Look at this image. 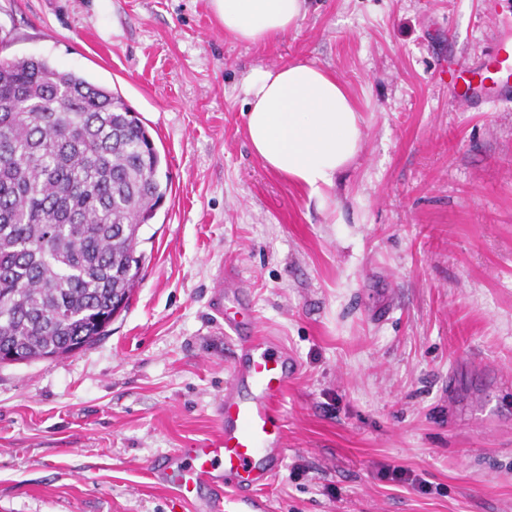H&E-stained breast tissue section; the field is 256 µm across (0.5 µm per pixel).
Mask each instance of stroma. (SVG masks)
Returning <instances> with one entry per match:
<instances>
[{
    "mask_svg": "<svg viewBox=\"0 0 512 512\" xmlns=\"http://www.w3.org/2000/svg\"><path fill=\"white\" fill-rule=\"evenodd\" d=\"M506 20L512 0H308L252 45L207 0H0V59L118 91L171 182L108 334L0 363V512H201L152 471L219 431L241 354L209 309L225 266L295 363L262 512H512V104L448 90ZM295 61L362 116L325 209L246 134L244 75Z\"/></svg>",
    "mask_w": 512,
    "mask_h": 512,
    "instance_id": "stroma-1",
    "label": "stroma"
}]
</instances>
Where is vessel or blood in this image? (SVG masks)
Returning <instances> with one entry per match:
<instances>
[{
	"mask_svg": "<svg viewBox=\"0 0 512 512\" xmlns=\"http://www.w3.org/2000/svg\"><path fill=\"white\" fill-rule=\"evenodd\" d=\"M479 70L485 83L472 86L470 99L489 106L512 101V24L502 25L495 35L491 56ZM216 322L246 351L244 360L232 368L220 403L221 435L196 448H178L170 453L165 477L183 499L191 500L201 486L213 492L208 512H224V487H233L240 501L256 507L254 491L270 484L284 457L285 422L280 401L291 371L288 351L274 337L243 333L252 313L236 295L216 289L210 301Z\"/></svg>",
	"mask_w": 512,
	"mask_h": 512,
	"instance_id": "1",
	"label": "vessel or blood"
}]
</instances>
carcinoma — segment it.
Listing matches in <instances>:
<instances>
[{"mask_svg": "<svg viewBox=\"0 0 512 512\" xmlns=\"http://www.w3.org/2000/svg\"><path fill=\"white\" fill-rule=\"evenodd\" d=\"M160 164L119 93L45 59L0 61L1 354L41 360L104 335L138 283Z\"/></svg>", "mask_w": 512, "mask_h": 512, "instance_id": "carcinoma-1", "label": "carcinoma"}]
</instances>
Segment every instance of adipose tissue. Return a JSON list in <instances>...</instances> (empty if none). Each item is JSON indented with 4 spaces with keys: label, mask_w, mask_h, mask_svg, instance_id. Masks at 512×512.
I'll return each instance as SVG.
<instances>
[{
    "label": "adipose tissue",
    "mask_w": 512,
    "mask_h": 512,
    "mask_svg": "<svg viewBox=\"0 0 512 512\" xmlns=\"http://www.w3.org/2000/svg\"><path fill=\"white\" fill-rule=\"evenodd\" d=\"M306 0H208L226 36L262 44L295 29ZM246 130L264 166L304 185L319 207L361 149L360 113L345 85L307 62L257 67L242 80Z\"/></svg>",
    "instance_id": "obj_1"
}]
</instances>
